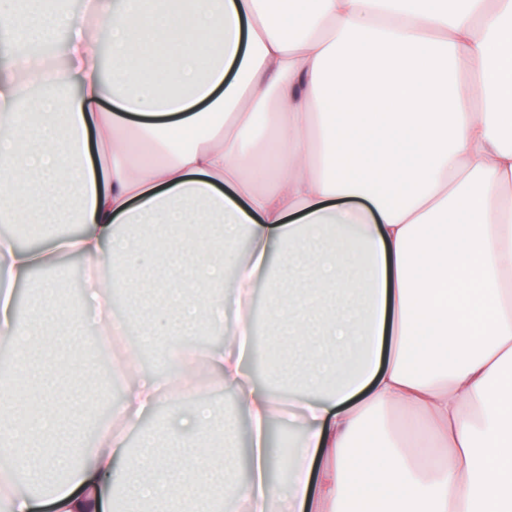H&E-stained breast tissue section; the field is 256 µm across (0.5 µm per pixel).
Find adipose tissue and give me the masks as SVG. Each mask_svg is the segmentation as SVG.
<instances>
[{
	"label": "adipose tissue",
	"instance_id": "1",
	"mask_svg": "<svg viewBox=\"0 0 512 512\" xmlns=\"http://www.w3.org/2000/svg\"><path fill=\"white\" fill-rule=\"evenodd\" d=\"M110 29L109 45L95 32ZM16 43L67 37L52 74L0 62V217L46 227L44 246L0 237V336L18 340L24 415L0 404L8 512H115L113 493L164 512H512V0H0ZM468 81L449 85L447 72ZM478 106H471L472 97ZM388 103L384 112L373 111ZM276 151L272 186L242 171ZM75 224L71 236L50 233ZM75 254L100 335L159 327L218 341L189 368L229 387L251 425L250 477L212 484L231 423L208 405L171 451L125 431L186 376L127 352L111 423L58 444L73 412V357L41 348L73 331L60 281L33 271ZM153 288L113 314L116 295ZM37 302L16 318L15 284ZM267 290L264 310L250 296ZM404 420L366 436L365 422ZM299 426L268 446L273 421ZM388 460L353 449L359 439Z\"/></svg>",
	"mask_w": 512,
	"mask_h": 512
}]
</instances>
